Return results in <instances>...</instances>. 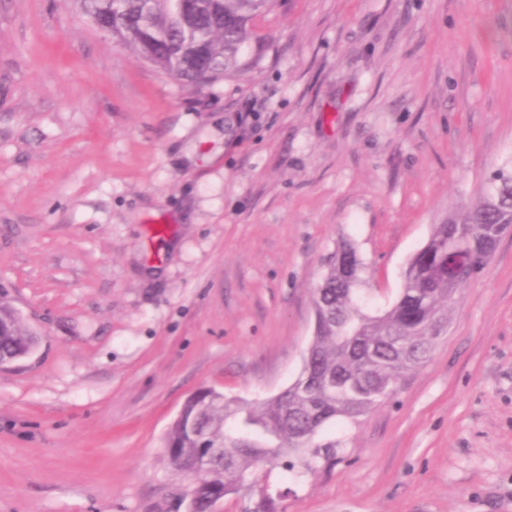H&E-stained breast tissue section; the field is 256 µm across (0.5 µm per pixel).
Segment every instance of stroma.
<instances>
[{"instance_id":"obj_1","label":"stroma","mask_w":512,"mask_h":512,"mask_svg":"<svg viewBox=\"0 0 512 512\" xmlns=\"http://www.w3.org/2000/svg\"><path fill=\"white\" fill-rule=\"evenodd\" d=\"M194 86L76 0H0V512H185L164 436L198 389L298 376L342 241L375 309L512 159V0H276ZM335 461L262 466L221 512H512V229L448 332ZM35 343V336L22 329L15 310L0 297V365L11 363L30 352Z\"/></svg>"}]
</instances>
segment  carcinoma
I'll return each instance as SVG.
<instances>
[{
    "label": "carcinoma",
    "instance_id": "obj_1",
    "mask_svg": "<svg viewBox=\"0 0 512 512\" xmlns=\"http://www.w3.org/2000/svg\"><path fill=\"white\" fill-rule=\"evenodd\" d=\"M93 21L115 23L113 38L178 81L198 85L241 70L242 52L256 38L254 21L274 0H78ZM512 226V168L486 179L477 202L434 225L425 249L409 260L400 297L371 310L360 294L366 266L349 242L330 256L315 290L322 317L303 369L284 392L255 405L202 388L183 406L166 437V451L181 471L209 456L194 512H208L216 490L251 489L261 464L307 472L336 459L324 428L356 423L395 392L447 330L448 308L465 280L448 279V252L493 254ZM18 315L0 301V365L35 345Z\"/></svg>",
    "mask_w": 512,
    "mask_h": 512
}]
</instances>
